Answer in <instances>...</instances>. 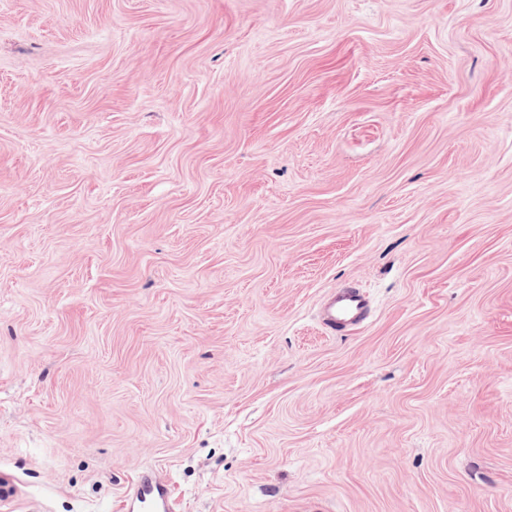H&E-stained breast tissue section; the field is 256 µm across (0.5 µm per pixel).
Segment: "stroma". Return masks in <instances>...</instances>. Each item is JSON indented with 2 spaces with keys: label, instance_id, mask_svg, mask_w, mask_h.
Listing matches in <instances>:
<instances>
[{
  "label": "stroma",
  "instance_id": "35a3bbf8",
  "mask_svg": "<svg viewBox=\"0 0 512 512\" xmlns=\"http://www.w3.org/2000/svg\"><path fill=\"white\" fill-rule=\"evenodd\" d=\"M146 471L512 512V0H0V512ZM370 312L366 292L356 285H344L321 305L319 318L326 330L336 335L365 322Z\"/></svg>",
  "mask_w": 512,
  "mask_h": 512
}]
</instances>
